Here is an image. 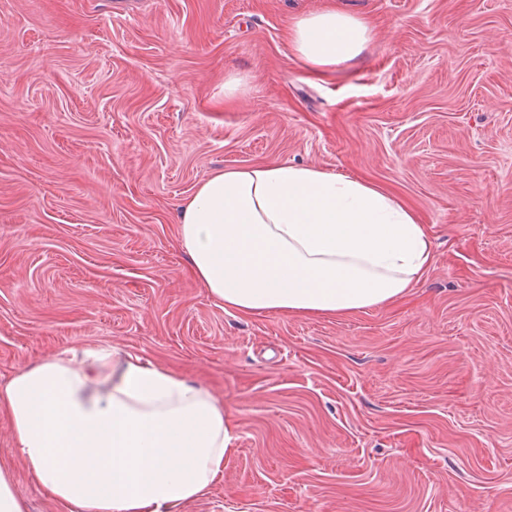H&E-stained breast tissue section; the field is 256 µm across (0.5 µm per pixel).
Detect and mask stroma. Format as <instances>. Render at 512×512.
Listing matches in <instances>:
<instances>
[{
    "mask_svg": "<svg viewBox=\"0 0 512 512\" xmlns=\"http://www.w3.org/2000/svg\"><path fill=\"white\" fill-rule=\"evenodd\" d=\"M331 3L371 41L317 75L288 24ZM258 163L390 190L429 271L349 315L225 310L180 210ZM74 346L223 400L234 451L185 512H512V0H0V386ZM0 465L58 512L1 418Z\"/></svg>",
    "mask_w": 512,
    "mask_h": 512,
    "instance_id": "35a3bbf8",
    "label": "stroma"
}]
</instances>
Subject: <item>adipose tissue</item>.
Instances as JSON below:
<instances>
[{"label": "adipose tissue", "instance_id": "adipose-tissue-1", "mask_svg": "<svg viewBox=\"0 0 512 512\" xmlns=\"http://www.w3.org/2000/svg\"><path fill=\"white\" fill-rule=\"evenodd\" d=\"M371 26L327 7L288 39L317 74L362 54ZM179 243L225 309L349 314L403 298L433 262L418 215L368 180L302 164L216 171L186 200ZM16 457L60 512H183L224 474V403L139 353L71 348L0 387Z\"/></svg>", "mask_w": 512, "mask_h": 512}]
</instances>
